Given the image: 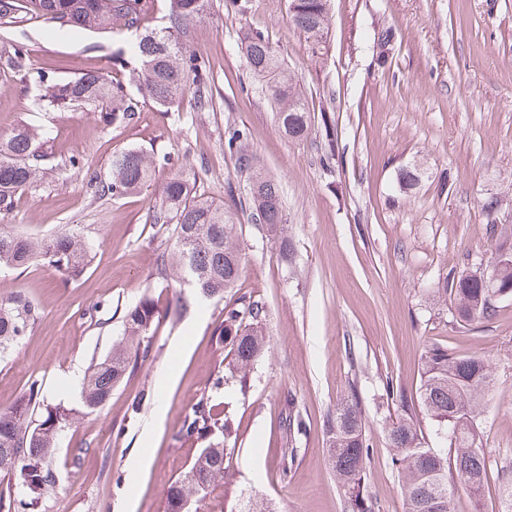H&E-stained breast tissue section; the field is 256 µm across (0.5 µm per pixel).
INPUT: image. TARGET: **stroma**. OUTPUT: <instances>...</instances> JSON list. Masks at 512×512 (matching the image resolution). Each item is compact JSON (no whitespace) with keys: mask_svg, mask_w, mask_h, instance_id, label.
<instances>
[{"mask_svg":"<svg viewBox=\"0 0 512 512\" xmlns=\"http://www.w3.org/2000/svg\"><path fill=\"white\" fill-rule=\"evenodd\" d=\"M329 6L327 43L316 53L289 19L290 0H213L193 44L210 66L213 107L202 111L189 97L177 110L141 100L136 62L114 63L128 37L23 26L20 72L5 65L10 47L0 43V136L34 125L45 154L38 182L0 208V225L32 236L70 227L93 256L77 279L38 265L0 271V292L22 290L39 309L26 335L0 353V410L35 381L46 404L77 412L57 439L58 480L33 512H121L129 498L135 512H165L168 486L198 446L181 435L182 420L203 396L229 411L238 453L220 507L205 501L199 512H233L243 488L274 498L278 512H343L324 421L353 384L370 438L375 512H403L388 430L405 417L400 400L415 397L434 346L489 365L479 423L492 472L481 496L456 488L453 507L498 512L495 471L512 467V298L499 302L496 317L465 324L435 292L464 269H490L500 246L512 249V238L490 233L491 224L512 225V0ZM382 27L393 33L384 57L375 41ZM245 29L264 33L294 78L311 115L306 137L279 129L241 49ZM89 66L138 98L129 124H106L87 107H40L39 72L54 67L71 77ZM327 116L338 137L328 165ZM232 129L280 186L291 257L240 217L243 272L217 303L161 273L172 244L148 215L178 172L205 197L239 209L247 181L227 146ZM124 147L156 160L151 186L120 200L96 196L91 176L105 174ZM406 167L420 172L409 191L398 184ZM490 197L502 201L491 216L483 208ZM239 293L267 307L268 346L243 386L227 378L231 356L218 340L224 305ZM146 294L160 309L148 358L101 409L81 415L87 367L120 341L124 312ZM388 385L395 397H386ZM291 412L304 420L302 434L287 433ZM285 448L297 451L286 469ZM142 455L152 459L149 471L131 475L128 461Z\"/></svg>","mask_w":512,"mask_h":512,"instance_id":"obj_1","label":"stroma"}]
</instances>
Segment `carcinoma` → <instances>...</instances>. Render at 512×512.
Wrapping results in <instances>:
<instances>
[{"mask_svg": "<svg viewBox=\"0 0 512 512\" xmlns=\"http://www.w3.org/2000/svg\"><path fill=\"white\" fill-rule=\"evenodd\" d=\"M149 0H0V41L12 42L18 24L43 21L57 31L75 28L89 31L110 29L132 38L131 51L140 64L141 93L169 109L180 108L184 96L195 84L194 100L199 109L213 106L208 93L210 69L204 57L191 50L198 24L206 16L210 0H165L166 22L147 27ZM293 25L310 43L322 49L329 33L331 16L328 0H291ZM241 48L253 75L269 80L268 90L277 104L279 128L291 138L308 134L310 113L292 78L284 75L283 64L264 34L246 31ZM100 111L101 118L116 126L131 122L135 103L119 83L88 68L74 77L59 78L46 85L43 107L64 111L74 106ZM325 162L336 154L334 128L323 120ZM240 130L230 132L227 144L237 154L239 168L251 180L249 193L241 203L251 223L279 237L288 251L286 223L278 185L268 178L246 149ZM41 134L29 125H17L0 138V205L8 206L17 191L38 181ZM155 165L143 150L127 147L112 153L109 175L96 182L97 193L114 199L148 187ZM151 224L173 239L171 255L161 257L160 270L172 267L180 278L208 300H222L235 287L243 270L237 237V213L213 200L191 192L188 180L177 174L163 187V200L154 207ZM91 262L88 244L74 231L49 237L17 234L0 225V269L25 270L33 264L46 266L68 278L81 276ZM509 290L512 297V266L494 265L483 275L469 274L437 289L438 300L451 303L462 322L487 320L497 309L492 295ZM35 304L23 293L0 295V344L27 333L37 320ZM160 313L150 295L143 296L123 317V337L104 359L91 367L82 383V414L97 411L112 389L131 374L148 354L145 339ZM266 307L252 294L224 305V323L219 340L233 355L232 372L240 386L247 383L252 363L267 345L263 331ZM492 378L484 359L459 356L444 347H434L426 355L418 388L419 412L446 431L453 444L448 452L424 445L423 431L413 418L391 425L388 440L392 448L391 467L400 483L405 512H452L450 479L456 477L477 495L487 480L490 465L480 448L477 417L491 387ZM41 386L31 383L27 391L5 411H0V472L18 474L21 485L36 494L55 483L51 455L58 430L71 424L73 409L46 407ZM220 405L201 399L185 417L181 433L204 442L192 462L168 489L166 512H181L180 502L192 493L200 500L211 497L217 487L232 484L233 458L237 448L228 440L237 437L229 417H221ZM330 458L343 492L345 512H374L375 502L367 479L370 443L356 386L327 416ZM237 512H273L270 499L245 494Z\"/></svg>", "mask_w": 512, "mask_h": 512, "instance_id": "cac0c4a2", "label": "carcinoma"}]
</instances>
